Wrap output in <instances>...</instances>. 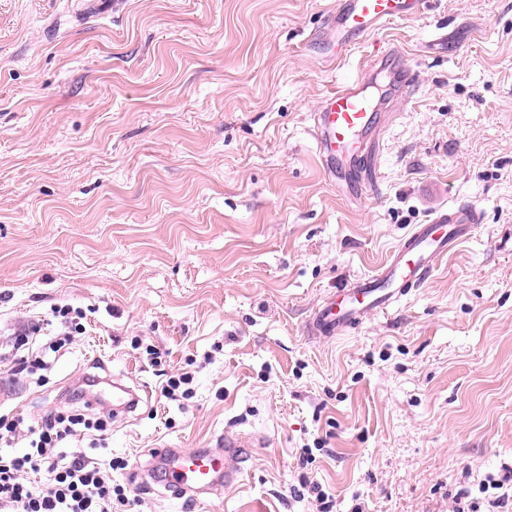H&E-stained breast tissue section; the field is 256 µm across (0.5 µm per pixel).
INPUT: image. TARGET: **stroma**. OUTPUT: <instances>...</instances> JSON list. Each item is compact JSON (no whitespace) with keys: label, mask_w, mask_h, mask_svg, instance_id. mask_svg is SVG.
<instances>
[{"label":"stroma","mask_w":512,"mask_h":512,"mask_svg":"<svg viewBox=\"0 0 512 512\" xmlns=\"http://www.w3.org/2000/svg\"><path fill=\"white\" fill-rule=\"evenodd\" d=\"M0 0V346L21 328L84 334L36 376L0 360V410L33 422L109 378L136 389L104 451L130 466L158 448L261 438L238 483L177 494L153 473L132 512H480L512 496V0H432L339 66L309 44L336 0ZM397 50L415 94L344 197L325 178L312 114L343 76ZM460 203L474 237L386 317L333 338L309 319L371 273L417 224ZM153 346L160 361L133 350ZM192 373L195 394L160 395ZM314 460L302 450L315 440ZM51 311L53 316L60 318L61 323L68 329V331L64 332L63 338L52 341L49 345V348H52L54 352H57L63 348L67 342H70L71 333H83V329L85 330V327L80 320L85 318V313L81 308H74L70 304L54 305Z\"/></svg>","instance_id":"35a3bbf8"}]
</instances>
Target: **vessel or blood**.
<instances>
[{"instance_id": "obj_1", "label": "vessel or blood", "mask_w": 512, "mask_h": 512, "mask_svg": "<svg viewBox=\"0 0 512 512\" xmlns=\"http://www.w3.org/2000/svg\"><path fill=\"white\" fill-rule=\"evenodd\" d=\"M429 8L430 0H338L312 41L325 62L334 64L385 23L424 16ZM381 127L382 115L371 83L345 77L313 114L312 135L326 178L350 191L366 187L367 149ZM478 223L475 208L468 204L436 212L428 223L417 225L375 271L346 281L324 298L310 318L311 332L339 336L370 318L389 314L402 296L429 280L437 261L466 242ZM138 403L133 390L113 382L115 412H134ZM259 443V437L251 434L228 433L220 453L206 448H163L159 454L174 489L206 492L221 484L232 485L241 472L242 449Z\"/></svg>"}]
</instances>
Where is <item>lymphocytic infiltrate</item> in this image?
<instances>
[{
  "label": "lymphocytic infiltrate",
  "mask_w": 512,
  "mask_h": 512,
  "mask_svg": "<svg viewBox=\"0 0 512 512\" xmlns=\"http://www.w3.org/2000/svg\"><path fill=\"white\" fill-rule=\"evenodd\" d=\"M108 424V417L77 411L51 412L30 426L23 417L0 415V512H128V490L112 479L118 462L66 446ZM19 434L27 440L21 448L14 445ZM32 472L45 473V482L28 481Z\"/></svg>",
  "instance_id": "lymphocytic-infiltrate-1"
}]
</instances>
